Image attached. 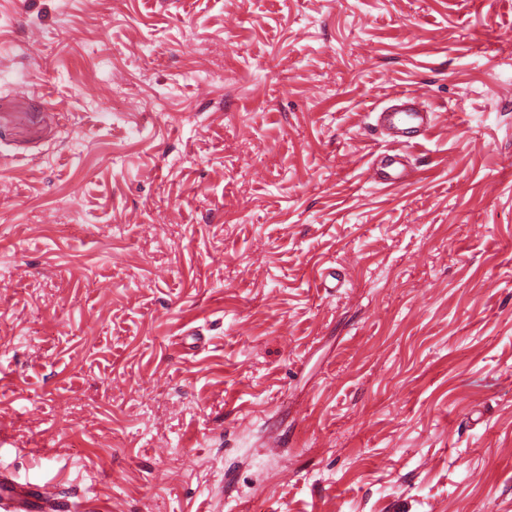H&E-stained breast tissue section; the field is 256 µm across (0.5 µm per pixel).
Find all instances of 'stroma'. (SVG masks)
Listing matches in <instances>:
<instances>
[{"mask_svg":"<svg viewBox=\"0 0 512 512\" xmlns=\"http://www.w3.org/2000/svg\"><path fill=\"white\" fill-rule=\"evenodd\" d=\"M0 472L512 512V0H0ZM397 100L400 102L398 105L377 112L376 126L405 147L414 148L432 128V112L414 107L412 98L405 93L400 94ZM373 183L395 185L404 180L411 171L403 163L399 155H385L379 163L370 168Z\"/></svg>","mask_w":512,"mask_h":512,"instance_id":"35a3bbf8","label":"stroma"}]
</instances>
